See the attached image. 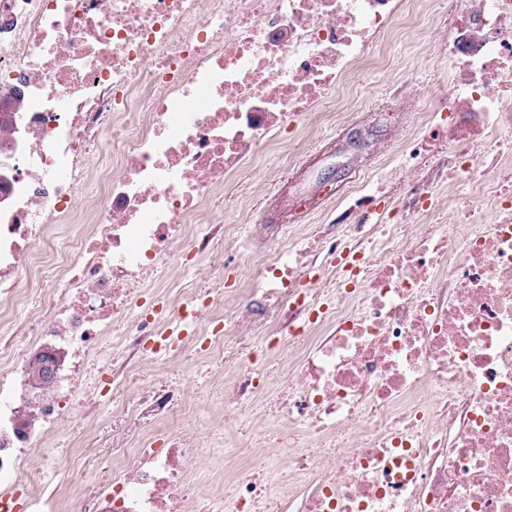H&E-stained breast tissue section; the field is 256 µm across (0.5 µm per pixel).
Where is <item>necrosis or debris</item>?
Masks as SVG:
<instances>
[{"label":"necrosis or debris","instance_id":"4bbe7bcc","mask_svg":"<svg viewBox=\"0 0 512 512\" xmlns=\"http://www.w3.org/2000/svg\"><path fill=\"white\" fill-rule=\"evenodd\" d=\"M423 20L449 84L364 107L401 167L343 147L310 246L250 214L252 281L171 286L236 240L227 185ZM0 103V512H512V0H0Z\"/></svg>","mask_w":512,"mask_h":512}]
</instances>
